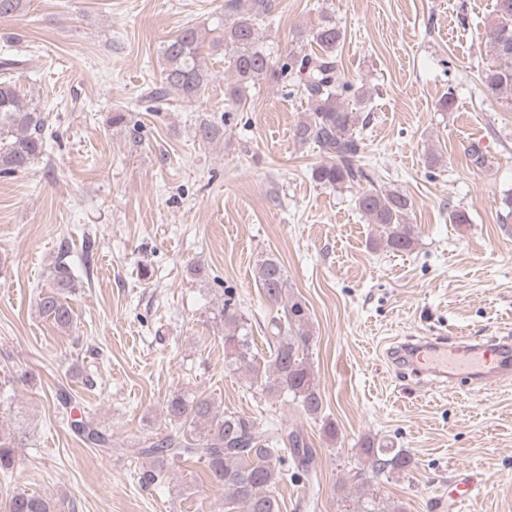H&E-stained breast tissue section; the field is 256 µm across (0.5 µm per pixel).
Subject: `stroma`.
Wrapping results in <instances>:
<instances>
[{"label": "stroma", "instance_id": "35a3bbf8", "mask_svg": "<svg viewBox=\"0 0 512 512\" xmlns=\"http://www.w3.org/2000/svg\"><path fill=\"white\" fill-rule=\"evenodd\" d=\"M495 2L280 0L261 27L276 59L315 52L308 34L324 18L343 31L339 74L365 95L354 104L367 120L361 162L413 202L407 252L379 245L357 189L314 180L322 157L293 138L309 104L286 81L259 82L225 113L232 74L218 51L199 99L149 98L162 43L187 25L216 28L224 0H25L0 18V56L23 59L17 87L45 113L51 144L0 177V430L24 433L0 504L18 488L54 498L59 512H222L224 490L199 464L175 463L145 488L148 459L125 454L172 433L166 401L189 391L306 438L314 462L281 484L282 512H356L370 500L448 512V486L463 475L481 485L476 512H512V381L448 387L388 353L408 336L512 326V104L476 88L495 62ZM119 110L128 120L112 124ZM204 117L223 123V138L195 137ZM473 143L483 166L465 153ZM453 209L469 223H450ZM64 250L80 273L67 329L37 307ZM268 256L309 311L319 421L224 367L229 295L255 353L269 356L263 329L276 309L255 277ZM24 370L31 386L13 381ZM81 418L107 430L112 450L80 440L70 424ZM368 437L406 450L414 469L362 484Z\"/></svg>", "mask_w": 512, "mask_h": 512}]
</instances>
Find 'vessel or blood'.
Here are the masks:
<instances>
[{"instance_id": "1", "label": "vessel or blood", "mask_w": 512, "mask_h": 512, "mask_svg": "<svg viewBox=\"0 0 512 512\" xmlns=\"http://www.w3.org/2000/svg\"><path fill=\"white\" fill-rule=\"evenodd\" d=\"M392 353L403 364L423 366L425 375L442 383L467 378L491 387L512 380V337L507 335L488 342L465 336L451 350L442 342L422 338L395 347ZM478 495V483L471 477L458 479L448 487L452 504H468Z\"/></svg>"}]
</instances>
